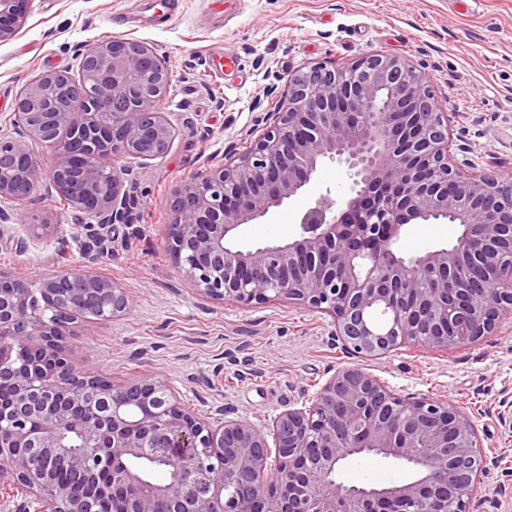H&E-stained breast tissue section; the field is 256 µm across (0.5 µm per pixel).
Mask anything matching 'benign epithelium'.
I'll return each instance as SVG.
<instances>
[{"mask_svg":"<svg viewBox=\"0 0 512 512\" xmlns=\"http://www.w3.org/2000/svg\"><path fill=\"white\" fill-rule=\"evenodd\" d=\"M29 0H0V41ZM81 72L42 74L16 99V135L0 136V199L28 198L48 178L94 245L132 224L135 196L114 159L162 155L171 130L159 105L164 61L145 43L114 37L81 53ZM58 153L46 170L27 140ZM351 180L344 205L319 196L285 244L239 249L241 226L280 207L323 163ZM170 253L196 290L241 306L287 300L333 318L355 358L404 344L448 349L491 333L512 310V179L450 163L448 119L412 61L384 52L291 79L276 123L237 160L185 185L172 201ZM456 224L448 248L411 259L394 245L408 224ZM132 298L70 268L34 288L0 273V479L33 512H99V477L126 491L127 512H469L488 475L476 417L430 397L406 398L358 365L339 369L310 403L265 429L202 420L150 375L116 386L68 359L74 320H110ZM182 460L175 480L137 481L128 462ZM358 454L418 470L388 488L347 486L341 462ZM73 483L58 482L51 462Z\"/></svg>","mask_w":512,"mask_h":512,"instance_id":"1","label":"benign epithelium"}]
</instances>
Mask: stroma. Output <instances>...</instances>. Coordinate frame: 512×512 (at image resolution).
Returning <instances> with one entry per match:
<instances>
[{"label": "stroma", "instance_id": "35a3bbf8", "mask_svg": "<svg viewBox=\"0 0 512 512\" xmlns=\"http://www.w3.org/2000/svg\"><path fill=\"white\" fill-rule=\"evenodd\" d=\"M133 8L135 24L113 26ZM115 36L152 46L169 76L160 104L172 131L167 152L144 165L120 160L138 174L137 231L117 227L107 249L85 252L68 202L41 188L4 205L12 220L0 226V272L31 283L63 268L111 279L133 306L108 321L71 324L73 367L116 384L151 374L199 417L222 408L264 426L352 362L329 315L285 301L211 300L193 290L168 250L175 191L258 140L299 69L376 51L409 58L448 115L454 164L512 177V0H178L174 8L168 0H30L25 26L0 41V134H13L25 85L49 70L78 73L82 49ZM216 52L232 67L216 72ZM327 192L340 202L349 194L344 170L330 162L296 196L243 226L237 245L296 238L300 212ZM457 234L451 224H409L396 248L409 259L451 246ZM61 237L69 248H59ZM360 365L400 394L474 414L490 457L512 468V316L469 344L407 345ZM338 478L385 487L406 483L410 472L392 459L352 457Z\"/></svg>", "mask_w": 512, "mask_h": 512}]
</instances>
